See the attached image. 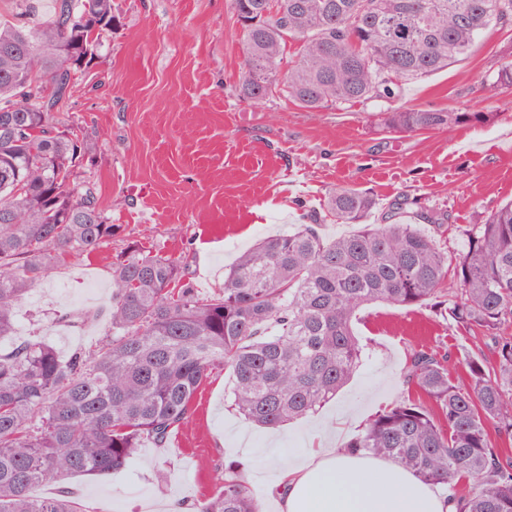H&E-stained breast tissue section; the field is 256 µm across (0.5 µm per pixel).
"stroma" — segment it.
Here are the masks:
<instances>
[{
  "label": "stroma",
  "mask_w": 512,
  "mask_h": 512,
  "mask_svg": "<svg viewBox=\"0 0 512 512\" xmlns=\"http://www.w3.org/2000/svg\"><path fill=\"white\" fill-rule=\"evenodd\" d=\"M120 22L79 74L64 117L96 155L86 173L114 224L111 244L69 257L18 303L12 340L47 337L60 356L94 347L110 325L112 263L127 243L182 262L187 283L209 296L260 239L316 224L326 239L355 232L320 222L326 193L369 191L373 224L401 221L463 253L465 229L512 200V90L489 96L505 65L512 24L487 30L455 66L402 84L385 101L309 111L272 97L241 99V31L228 0H114ZM405 107L486 112L490 121L426 133L382 130L378 115ZM80 316L78 326L61 322ZM354 332L362 362L336 399L279 429L261 428L230 406L232 378L219 371L199 390L192 418L162 447L143 442L129 469L78 477L68 488L84 512H171L214 489V466H246L252 494L277 512L268 486L280 469L316 448H339L366 421L414 395L405 382L413 350L464 360L489 339L428 306H366Z\"/></svg>",
  "instance_id": "1"
}]
</instances>
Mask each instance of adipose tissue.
I'll return each mask as SVG.
<instances>
[{
    "label": "adipose tissue",
    "instance_id": "obj_1",
    "mask_svg": "<svg viewBox=\"0 0 512 512\" xmlns=\"http://www.w3.org/2000/svg\"><path fill=\"white\" fill-rule=\"evenodd\" d=\"M270 494L278 512H452L408 472L332 448L284 467Z\"/></svg>",
    "mask_w": 512,
    "mask_h": 512
}]
</instances>
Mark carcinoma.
Here are the masks:
<instances>
[{"mask_svg": "<svg viewBox=\"0 0 512 512\" xmlns=\"http://www.w3.org/2000/svg\"><path fill=\"white\" fill-rule=\"evenodd\" d=\"M241 30L239 95L282 97L309 110L395 97L467 56L490 26L512 22V0H229ZM119 23L114 0H52L0 20V339L24 293L67 256L112 243L87 140L61 118L74 77ZM491 89L512 90V62ZM492 116L405 107L380 113L386 131L416 133ZM376 201L353 186L330 191L324 218L359 229L332 240L313 224L243 254L224 287L202 297L180 263L132 242L112 265L110 330L67 358L36 337L0 350V512H82L62 491L32 489L125 471L142 442L162 447L194 412L211 374L229 371L231 406L275 429L336 398L363 348L353 331L365 305H428L494 340L474 352L467 380L449 355L412 354L407 398L374 415L343 450L387 460L425 485L472 482L456 512H512V457L490 430L512 436V202L465 230L453 256L412 224H369ZM459 285L448 294V273ZM186 512H263L230 462Z\"/></svg>", "mask_w": 512, "mask_h": 512, "instance_id": "1", "label": "carcinoma"}]
</instances>
